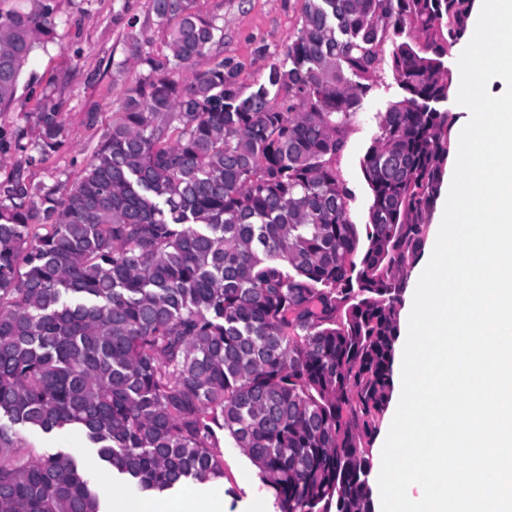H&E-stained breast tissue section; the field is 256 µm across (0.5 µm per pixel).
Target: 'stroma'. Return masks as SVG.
Masks as SVG:
<instances>
[{
    "instance_id": "35a3bbf8",
    "label": "stroma",
    "mask_w": 512,
    "mask_h": 512,
    "mask_svg": "<svg viewBox=\"0 0 512 512\" xmlns=\"http://www.w3.org/2000/svg\"><path fill=\"white\" fill-rule=\"evenodd\" d=\"M194 7L224 28L223 44L198 58L197 68H208L221 59L232 61L238 66L240 82L249 86L282 54L295 32L301 0H195ZM63 9L55 46L46 52L36 51L23 73L24 79L34 82L35 94L27 96L22 108L0 113V125L14 121L17 111H37L42 103L40 89L62 97L67 103L65 144L29 173L38 181L72 183L82 174L81 159L92 155L103 129L111 123L125 88L140 75L133 65L121 71L114 67L130 53L126 38L130 28L145 32L157 50L163 49L166 34L149 18L146 0H64ZM375 83L376 89L349 130L346 148L336 162L352 193L351 215L359 224L366 222L369 204L360 161L377 132L380 112L398 93L390 67L377 73ZM17 446L19 456L29 460L58 451L85 459L96 454L70 430L45 433L21 428ZM221 451L224 512H275L273 494L262 484L251 461L231 440L222 442Z\"/></svg>"
}]
</instances>
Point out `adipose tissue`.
Returning <instances> with one entry per match:
<instances>
[{
	"label": "adipose tissue",
	"mask_w": 512,
	"mask_h": 512,
	"mask_svg": "<svg viewBox=\"0 0 512 512\" xmlns=\"http://www.w3.org/2000/svg\"><path fill=\"white\" fill-rule=\"evenodd\" d=\"M111 512H223L224 493L202 483L171 499L144 500L134 492L110 497Z\"/></svg>",
	"instance_id": "obj_1"
}]
</instances>
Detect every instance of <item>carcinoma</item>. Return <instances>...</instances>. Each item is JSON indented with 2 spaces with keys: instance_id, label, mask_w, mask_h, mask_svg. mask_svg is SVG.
Here are the masks:
<instances>
[{
  "instance_id": "cac0c4a2",
  "label": "carcinoma",
  "mask_w": 512,
  "mask_h": 512,
  "mask_svg": "<svg viewBox=\"0 0 512 512\" xmlns=\"http://www.w3.org/2000/svg\"><path fill=\"white\" fill-rule=\"evenodd\" d=\"M62 0L0 9V106L18 102ZM475 0H302L265 77L196 60L224 27L147 0L165 49L141 69L80 180L27 168L66 137L65 101L0 129V512H103L59 451L16 457L15 427L84 431L144 492L224 478L217 432L277 512H374L370 447L394 390L400 310L455 147L450 50ZM391 44L384 55L385 43ZM390 64L398 97L361 161L357 224L336 160Z\"/></svg>"
}]
</instances>
